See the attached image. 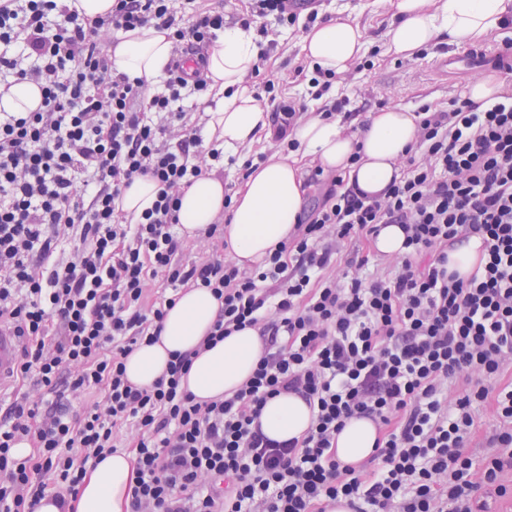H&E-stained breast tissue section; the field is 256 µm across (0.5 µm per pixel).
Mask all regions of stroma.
I'll use <instances>...</instances> for the list:
<instances>
[{
  "label": "stroma",
  "instance_id": "35a3bbf8",
  "mask_svg": "<svg viewBox=\"0 0 512 512\" xmlns=\"http://www.w3.org/2000/svg\"><path fill=\"white\" fill-rule=\"evenodd\" d=\"M318 11L330 22L349 17L356 19L364 31V52L347 73L336 79L322 99L315 100L307 78L295 72L303 60L300 38L305 31L304 20L291 25L271 17L262 19V26L277 44L263 71L273 77L278 100L306 101L310 112L315 114L346 97L350 100L349 111L358 113L360 121L364 122L370 113L385 104L413 111L424 104L436 109L447 108L449 98L466 91L474 79L470 73L441 78L433 72L439 60L465 52L462 44L440 42L412 60L389 52L388 32L393 22L389 0H320Z\"/></svg>",
  "mask_w": 512,
  "mask_h": 512
}]
</instances>
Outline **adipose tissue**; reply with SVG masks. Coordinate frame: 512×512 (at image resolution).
<instances>
[{"mask_svg":"<svg viewBox=\"0 0 512 512\" xmlns=\"http://www.w3.org/2000/svg\"><path fill=\"white\" fill-rule=\"evenodd\" d=\"M391 4L397 23L390 49L409 60L442 38L481 42L512 17V0H391ZM363 47L360 28L348 21L313 25L301 37V51L310 66L339 75L360 57ZM171 51L167 32L143 27L123 33L109 56L120 72L151 82L164 74ZM258 54L253 31L237 25L225 26L207 49L210 86L202 107L205 127L228 154L251 147L270 125L269 107L255 98L247 81ZM416 133V114L397 106L371 113L366 129L355 139L343 134L338 121L310 116L294 131L296 149L287 158L251 170L233 196H226L224 181L216 174L196 179L181 197L180 234L198 237L221 214H228L227 251L237 266L252 267L278 250L296 225L307 192L308 163H317L327 173L345 174L362 191L377 194L399 176V161ZM356 153L361 159L355 163L351 157ZM220 306L206 288L180 293L166 311L158 341L138 345L125 358L127 379L139 386L151 384L165 371L171 353L190 351L194 358L182 381L187 391L200 401L232 396L251 377L264 348L256 331L247 328L198 351ZM259 422L267 437L282 441L305 434L313 413L301 398L282 394L268 400ZM377 436L370 419L350 418L336 437V455L342 462L360 463L374 451ZM133 484L129 455L116 451L85 479L77 512H124Z\"/></svg>","mask_w":512,"mask_h":512,"instance_id":"adipose-tissue-1","label":"adipose tissue"}]
</instances>
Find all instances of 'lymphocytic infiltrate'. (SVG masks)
Wrapping results in <instances>:
<instances>
[{
	"instance_id": "lymphocytic-infiltrate-1",
	"label": "lymphocytic infiltrate",
	"mask_w": 512,
	"mask_h": 512,
	"mask_svg": "<svg viewBox=\"0 0 512 512\" xmlns=\"http://www.w3.org/2000/svg\"><path fill=\"white\" fill-rule=\"evenodd\" d=\"M146 26L173 41L152 94L106 51ZM223 29L205 0H113L91 19L65 0H0V85L41 90L36 110L0 113V323L22 341L18 396L0 413V512H37L47 497L77 512L80 484L120 437L135 471L125 512H332L341 498L350 512H488L512 468V95L421 106L401 177L381 194L313 170L322 202L262 264H186L180 196L224 152L186 119L185 100L209 82L203 64L181 62ZM138 177L157 194L132 224L116 202ZM389 224L406 251L366 273L357 248ZM472 236L482 258L463 278L448 249ZM157 279L168 292L155 297ZM192 287L221 302L202 348L246 327L264 343L224 399L182 389L188 353L150 386L125 376L126 356ZM90 392L97 402L71 414L68 396ZM283 393L313 424L277 441L257 420ZM485 404L500 425L477 461L467 444ZM354 416L379 437L350 465L336 436Z\"/></svg>"
}]
</instances>
